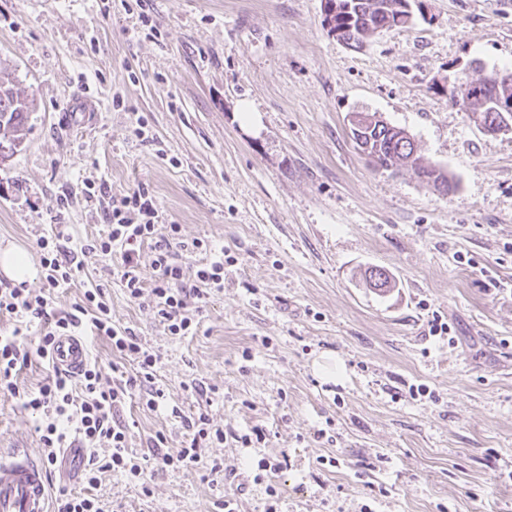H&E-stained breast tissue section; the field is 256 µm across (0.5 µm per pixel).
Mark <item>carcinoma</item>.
<instances>
[{
  "instance_id": "1",
  "label": "carcinoma",
  "mask_w": 512,
  "mask_h": 512,
  "mask_svg": "<svg viewBox=\"0 0 512 512\" xmlns=\"http://www.w3.org/2000/svg\"><path fill=\"white\" fill-rule=\"evenodd\" d=\"M397 0H356L354 9L340 11L334 17L335 29L344 37H352L350 47L359 49L375 34L376 24L395 16L393 5ZM34 100L18 94L11 74L0 69V151L12 150L20 143L22 132L34 112ZM364 143L371 146L375 164L398 173L412 169L418 178H430L437 172L434 165H425L413 148L396 140L390 124L370 122L363 126Z\"/></svg>"
}]
</instances>
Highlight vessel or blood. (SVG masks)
I'll return each instance as SVG.
<instances>
[{
    "label": "vessel or blood",
    "instance_id": "vessel-or-blood-1",
    "mask_svg": "<svg viewBox=\"0 0 512 512\" xmlns=\"http://www.w3.org/2000/svg\"><path fill=\"white\" fill-rule=\"evenodd\" d=\"M88 359L82 337H57L51 354L56 368L75 373ZM48 483L46 469L28 449L0 453V512H49Z\"/></svg>",
    "mask_w": 512,
    "mask_h": 512
}]
</instances>
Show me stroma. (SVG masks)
<instances>
[{"label":"stroma","mask_w":512,"mask_h":512,"mask_svg":"<svg viewBox=\"0 0 512 512\" xmlns=\"http://www.w3.org/2000/svg\"><path fill=\"white\" fill-rule=\"evenodd\" d=\"M422 3L354 49L322 0H0V66L36 103L0 159V242L33 255L60 224L74 250L145 183L159 223L227 251L193 336L130 301L107 256L85 258L57 305L101 285L171 403L227 432L204 458L244 476L287 458L266 482L281 512H512V134L485 135L448 95L473 62L512 69V0ZM358 112L407 130L456 191L375 167ZM370 267L395 288H367ZM436 317L448 336L430 335ZM194 380L211 394L187 395ZM419 384L430 396H410ZM121 417L137 456L156 432L188 439L134 399ZM37 424L0 393V448L40 451ZM254 425L265 441L237 442ZM266 484L238 512H262ZM150 487L108 471L93 493L103 512H218L207 471Z\"/></svg>","instance_id":"stroma-1"}]
</instances>
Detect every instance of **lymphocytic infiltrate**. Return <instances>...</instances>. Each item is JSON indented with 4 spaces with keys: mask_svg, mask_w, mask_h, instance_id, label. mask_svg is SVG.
<instances>
[{
    "mask_svg": "<svg viewBox=\"0 0 512 512\" xmlns=\"http://www.w3.org/2000/svg\"><path fill=\"white\" fill-rule=\"evenodd\" d=\"M156 201L148 185H138L132 192L113 198L105 220L106 235L88 238L80 243L85 255H116L112 273L119 278L132 300L148 299L155 316L166 323L171 335L192 336L198 323L187 305L188 297L204 301L212 292L224 288V257L216 255L210 263L188 271L178 261L177 250L203 249L201 239L184 242L176 224H156ZM152 245V265L157 278L152 289H145L139 274L140 248ZM40 285L7 284L0 288V313L18 321L11 335L0 336V391L18 398L24 409L39 413L40 441L47 463L57 460L62 448H86L83 465L87 492L74 493L58 489L52 500L53 512H102L91 492L100 473L120 472L144 480L147 471L177 468L196 469L202 451L224 443L223 429L213 427L205 414L184 415L180 407L170 406L168 395L156 383L159 357L142 343L139 336L112 320V311L104 300L101 287L85 289L81 303L68 310L56 306L57 289L70 285L75 270L59 246L40 237ZM80 330L105 337L113 352L136 365L134 374L118 379L112 386H102L97 363H90L76 375L60 370L48 374L36 390H23L18 385L20 372L33 358L45 359L51 353L57 336ZM140 392L148 410L170 408L181 418L192 438L188 446L171 450L163 434L150 439V451L135 457L128 450V428L120 412L132 392ZM106 443L99 452L98 443Z\"/></svg>",
    "mask_w": 512,
    "mask_h": 512,
    "instance_id": "f902f5d3",
    "label": "lymphocytic infiltrate"
}]
</instances>
